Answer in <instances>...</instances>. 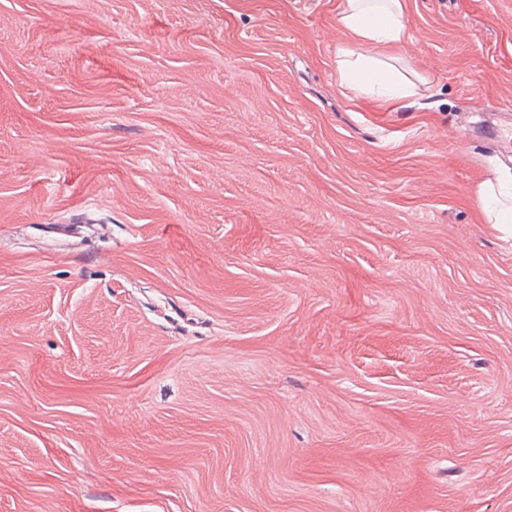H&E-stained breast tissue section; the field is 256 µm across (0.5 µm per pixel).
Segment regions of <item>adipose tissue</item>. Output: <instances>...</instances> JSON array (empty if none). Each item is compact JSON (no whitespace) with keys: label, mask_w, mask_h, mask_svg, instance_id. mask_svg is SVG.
Returning a JSON list of instances; mask_svg holds the SVG:
<instances>
[{"label":"adipose tissue","mask_w":512,"mask_h":512,"mask_svg":"<svg viewBox=\"0 0 512 512\" xmlns=\"http://www.w3.org/2000/svg\"><path fill=\"white\" fill-rule=\"evenodd\" d=\"M337 23L354 47L340 48L336 74L356 97L397 104L413 98L418 82L390 63L384 50L409 39L402 0H340ZM485 223H512V173L502 172L476 190Z\"/></svg>","instance_id":"adipose-tissue-1"}]
</instances>
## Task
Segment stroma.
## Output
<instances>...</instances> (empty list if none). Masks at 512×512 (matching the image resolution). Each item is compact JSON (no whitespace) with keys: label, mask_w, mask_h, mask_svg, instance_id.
<instances>
[{"label":"stroma","mask_w":512,"mask_h":512,"mask_svg":"<svg viewBox=\"0 0 512 512\" xmlns=\"http://www.w3.org/2000/svg\"><path fill=\"white\" fill-rule=\"evenodd\" d=\"M0 0V512H512V0ZM402 1L338 3L337 23L354 39L356 47L339 49L336 74L340 86L352 96L397 104L413 98L418 85L427 83L424 77L390 63L383 52L386 47L403 45L410 38ZM476 195L485 223H512V173L500 172L494 181L482 183Z\"/></svg>","instance_id":"stroma-1"}]
</instances>
